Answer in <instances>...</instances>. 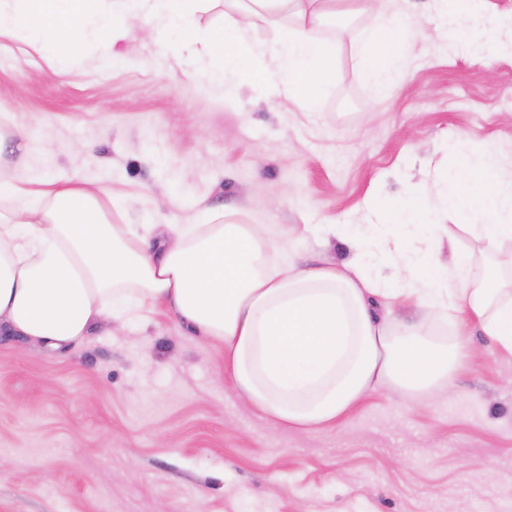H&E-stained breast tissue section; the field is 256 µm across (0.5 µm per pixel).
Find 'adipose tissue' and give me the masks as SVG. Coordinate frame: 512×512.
Listing matches in <instances>:
<instances>
[{
	"label": "adipose tissue",
	"instance_id": "1",
	"mask_svg": "<svg viewBox=\"0 0 512 512\" xmlns=\"http://www.w3.org/2000/svg\"><path fill=\"white\" fill-rule=\"evenodd\" d=\"M243 17L199 27L191 0H0V37L26 34L58 66L88 39L104 58L133 54L126 29L149 24L165 54H195L209 83L233 89L247 82L239 68L251 57L265 90L301 111L317 109L332 75L333 47L314 36L335 0H228ZM374 13L358 52L376 92L404 73L412 33L390 14L393 0H352ZM483 0L468 15L446 9L448 31L464 55L483 58ZM276 37L255 41V20ZM450 168L442 203L481 216L464 230L475 250L453 251L444 266L430 251L444 232L430 206L409 199L395 210L403 227L424 221L428 237L410 240L382 224H115L103 206L112 190L85 179L31 191L0 181V330L55 349L82 342L103 320L121 327L169 309L205 339L224 348V366L239 396L273 426L316 432L335 425L364 397L389 385L407 395L454 396L466 352L459 334L479 323L512 353V273L497 264L512 246V180L488 149L459 138L448 145ZM349 241L354 259L313 268L296 263L288 244L305 234ZM400 261L401 282L382 279L377 263ZM412 303L432 313L399 329L380 319L375 299ZM451 316L455 335L438 333L435 318Z\"/></svg>",
	"mask_w": 512,
	"mask_h": 512
}]
</instances>
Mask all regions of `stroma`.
Returning a JSON list of instances; mask_svg holds the SVG:
<instances>
[{
  "instance_id": "stroma-1",
  "label": "stroma",
  "mask_w": 512,
  "mask_h": 512,
  "mask_svg": "<svg viewBox=\"0 0 512 512\" xmlns=\"http://www.w3.org/2000/svg\"><path fill=\"white\" fill-rule=\"evenodd\" d=\"M414 34L385 95L355 52L376 25L348 15L315 31L335 47L318 111L234 100L184 79L149 25L136 55L88 43L66 70L0 41V128L26 137L0 177H83L112 187L117 224H198L199 203L236 224H376L436 198L464 136L512 178V60L463 56L438 0H396ZM302 265L351 258L338 239H297ZM457 394L392 386L316 434L271 426L239 397L224 350L163 309L101 325L53 351L0 332V512H512V353L477 324Z\"/></svg>"
}]
</instances>
